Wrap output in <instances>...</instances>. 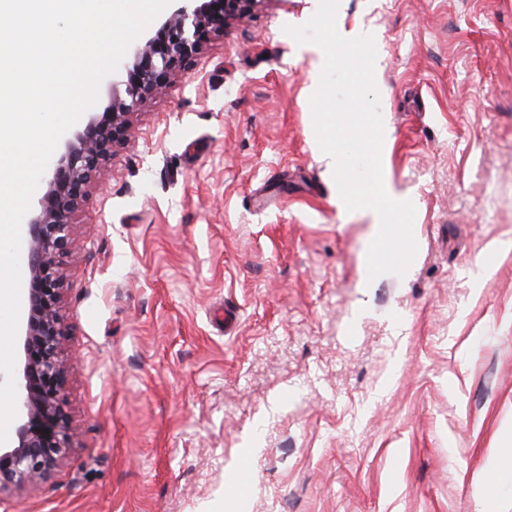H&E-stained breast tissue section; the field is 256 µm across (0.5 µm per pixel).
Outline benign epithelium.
<instances>
[{"label":"benign epithelium","mask_w":512,"mask_h":512,"mask_svg":"<svg viewBox=\"0 0 512 512\" xmlns=\"http://www.w3.org/2000/svg\"><path fill=\"white\" fill-rule=\"evenodd\" d=\"M171 14L133 47L115 79L123 92L92 116L50 166L43 193L27 224L24 258L28 311L21 334L18 373L22 422L12 446L0 449V493L47 482L70 449L64 410L69 365L62 357L63 272L60 258L77 245L72 215L94 178L128 142L130 117L152 95L184 72L232 21L249 15L260 0H173Z\"/></svg>","instance_id":"benign-epithelium-1"}]
</instances>
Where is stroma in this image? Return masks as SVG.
Segmentation results:
<instances>
[{
  "instance_id": "obj_1",
  "label": "stroma",
  "mask_w": 512,
  "mask_h": 512,
  "mask_svg": "<svg viewBox=\"0 0 512 512\" xmlns=\"http://www.w3.org/2000/svg\"><path fill=\"white\" fill-rule=\"evenodd\" d=\"M317 4L261 0L133 115L62 261L71 448L0 512H512V0H340L416 208L372 281L283 31Z\"/></svg>"
}]
</instances>
